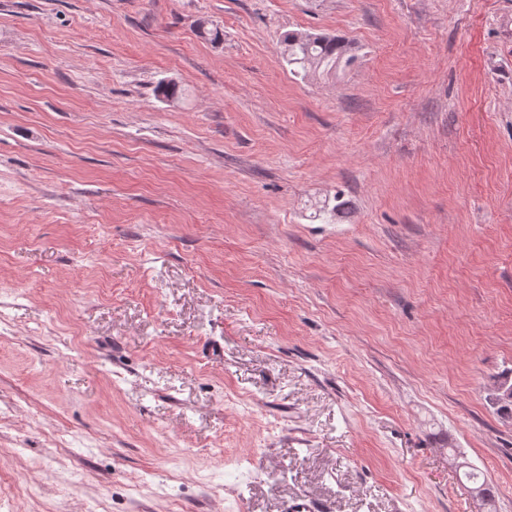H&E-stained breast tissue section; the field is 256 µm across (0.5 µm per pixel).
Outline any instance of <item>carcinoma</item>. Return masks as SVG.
Masks as SVG:
<instances>
[{
  "instance_id": "cac0c4a2",
  "label": "carcinoma",
  "mask_w": 512,
  "mask_h": 512,
  "mask_svg": "<svg viewBox=\"0 0 512 512\" xmlns=\"http://www.w3.org/2000/svg\"><path fill=\"white\" fill-rule=\"evenodd\" d=\"M280 44L283 59L291 67V72L304 77L330 72L337 69L340 64L348 65L353 60V57L346 56L345 42L335 36L288 31L282 34ZM494 401L500 413L512 416L511 380L505 379L497 383ZM464 475L468 481L476 484V489L483 492L487 506H493L496 494L493 482L479 480L472 467L465 471Z\"/></svg>"
}]
</instances>
